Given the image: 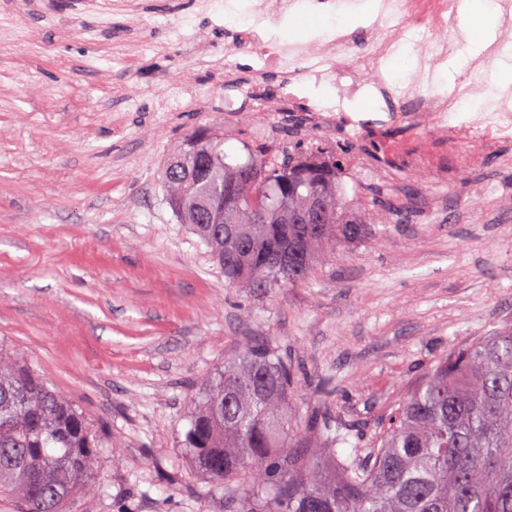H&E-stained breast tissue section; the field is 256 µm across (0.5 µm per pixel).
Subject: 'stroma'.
Returning <instances> with one entry per match:
<instances>
[{
	"label": "stroma",
	"instance_id": "stroma-1",
	"mask_svg": "<svg viewBox=\"0 0 512 512\" xmlns=\"http://www.w3.org/2000/svg\"><path fill=\"white\" fill-rule=\"evenodd\" d=\"M471 0L436 64L429 93L455 95L471 116L498 97L512 67L462 39ZM375 0L342 22L361 40L359 74L408 72L412 42L372 61ZM250 0H0V345L24 356L105 438L100 491L73 512H224V492L181 442L193 399L224 357L267 339L293 366L299 436L320 412L352 430L338 453L364 447L396 401L448 350L512 324V142L464 145L431 123L397 117L328 138L348 201L379 224L381 245L328 257L306 283L254 296L228 288L207 245L178 223L162 169L193 132L220 131L229 161L246 145L311 144L303 105L273 131L224 109L214 70ZM476 93L458 94L463 82ZM175 84L201 85L207 109L164 112ZM362 169L348 168L351 156ZM398 224H383L387 211ZM329 399H322V389Z\"/></svg>",
	"mask_w": 512,
	"mask_h": 512
}]
</instances>
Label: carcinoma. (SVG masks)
<instances>
[{"label":"carcinoma","instance_id":"carcinoma-1","mask_svg":"<svg viewBox=\"0 0 512 512\" xmlns=\"http://www.w3.org/2000/svg\"><path fill=\"white\" fill-rule=\"evenodd\" d=\"M206 155L185 186L163 176L180 223L210 248L229 288L265 293L302 284L326 255L370 239L342 199L335 157L259 146L229 163L224 136L191 135L179 155ZM325 200L327 223L283 224L284 206ZM231 208L222 233L192 224L196 199ZM288 355L248 340L224 357L194 400L183 447L224 486L226 512H512V325L453 348L393 406L369 447L342 460L343 427L327 416L314 452L292 433ZM104 441L86 416L21 357L0 351V498L18 512H66L96 488ZM337 466L330 472L327 462Z\"/></svg>","mask_w":512,"mask_h":512}]
</instances>
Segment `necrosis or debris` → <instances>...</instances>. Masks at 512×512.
Segmentation results:
<instances>
[{
  "label": "necrosis or debris",
  "mask_w": 512,
  "mask_h": 512,
  "mask_svg": "<svg viewBox=\"0 0 512 512\" xmlns=\"http://www.w3.org/2000/svg\"><path fill=\"white\" fill-rule=\"evenodd\" d=\"M459 2L381 0L375 21L378 34L376 57L391 54L410 29L428 22L446 25L449 14L456 12ZM297 5V0H257L253 7V23L236 31L225 51L229 57L244 54L253 58L255 66L251 81L228 85L224 91L225 111L236 112L245 105L268 121L287 104L297 101L311 112L316 126L329 129L340 124L356 132L373 123L393 120V106L398 103L416 118L433 123L450 141L476 148L491 141H512L511 100L501 99L494 106L464 120L456 112L453 100L420 93L419 83L431 80L436 62L453 53L456 43L424 39L416 59V82L391 85L377 69L373 70L371 78L364 79L352 63L357 48L352 36L332 37L317 50L271 36L274 21L293 11ZM270 73L281 78L280 93L271 98L253 94V86L262 84ZM326 85L335 88V95H319V88ZM368 94L382 99L377 113L365 116L354 112L352 100Z\"/></svg>",
  "instance_id": "1"
}]
</instances>
